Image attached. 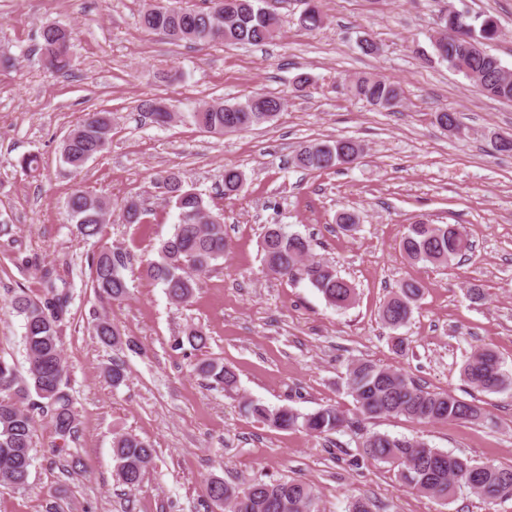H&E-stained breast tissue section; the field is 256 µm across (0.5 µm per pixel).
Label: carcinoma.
<instances>
[{
    "mask_svg": "<svg viewBox=\"0 0 512 512\" xmlns=\"http://www.w3.org/2000/svg\"><path fill=\"white\" fill-rule=\"evenodd\" d=\"M264 0H207L204 9L181 6H153L140 16L141 28L149 33L157 26L170 29L169 37L205 46L212 43L265 44L279 34V19L262 6ZM476 37L490 41L498 37L499 28L491 17L479 24L465 20ZM41 52L45 67L66 71L71 64L70 46L73 30L61 25H47L41 31ZM448 42V55L454 61L440 60L461 73L484 95L512 101V73L505 70L500 59L489 52L472 55L445 36L431 41L434 54ZM353 96L384 110L398 107L403 101L401 87L374 76H357L349 85ZM281 98L269 95L258 104L254 98L224 105L214 103L190 113L198 128L212 134L225 132V125L234 121L236 130H248L273 120L281 111ZM139 109L152 123L164 127L171 124L176 113L162 107V102L147 99ZM112 119L107 112H92L68 134L61 145L64 163L82 168L91 158L102 153L111 140ZM363 148L354 139L338 138L312 141L302 145L297 164L310 171H325L357 162ZM156 181L164 188L177 212L173 232L158 249V259L144 268V274L161 284L168 297L176 303L189 301L200 275L224 258L226 242L221 215L192 189L185 187L179 173L167 171ZM109 201L75 190L68 200L71 221L85 237L101 233L110 212ZM144 210L136 199H127L119 207L124 224H139ZM402 250L414 262L445 265L473 249L460 224H430L417 221L408 225L402 238ZM263 263L267 273L290 280H306L324 297L327 304L343 310L356 298V288L328 263L311 253L310 241L280 227L269 228L262 241ZM132 264L130 253L120 248H105L93 258L92 287L107 299L128 294L125 271ZM49 297L35 301L24 294L11 300L12 310L23 320V342L29 361L28 378L18 375L15 366L0 358V486L24 487L30 475L36 421L35 414L48 417L55 433L73 438L78 432L77 413L62 389L66 373L61 354L60 322L68 307V296L57 291L53 272H44ZM423 286L416 280H404L381 307L385 326L397 330L405 326ZM98 339L107 345H126L132 352L139 346L132 340L120 339V331L107 319L93 326ZM196 371L213 387L229 392L237 387L236 372L217 360H206ZM462 373L473 387L485 392H500L512 386V373L503 369L500 357L492 350L478 347L466 359ZM346 387L364 417L404 416L420 424L438 421L479 422L487 419L483 409L448 393L426 389L400 370L379 366L369 360L357 359L347 366ZM242 409L256 420L278 429H302L315 437L328 436L348 427L350 421L334 406L302 413L292 407L270 408L255 400H246ZM361 459L387 463L399 468V477L409 489L441 500L453 499L465 488L483 499L512 500V467L479 464L434 448L428 443L388 434L372 433L363 437ZM153 456L149 444L132 434H121L113 441V458L118 481L132 490L144 477ZM206 496L224 497V512H320L310 482L303 479L261 480L232 486L219 477L207 480Z\"/></svg>",
    "mask_w": 512,
    "mask_h": 512,
    "instance_id": "cac0c4a2",
    "label": "carcinoma"
}]
</instances>
